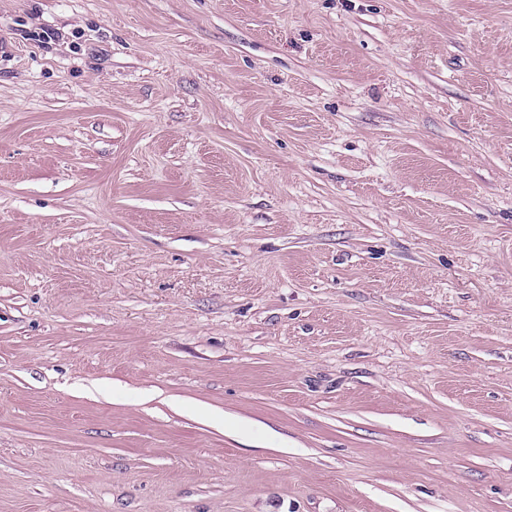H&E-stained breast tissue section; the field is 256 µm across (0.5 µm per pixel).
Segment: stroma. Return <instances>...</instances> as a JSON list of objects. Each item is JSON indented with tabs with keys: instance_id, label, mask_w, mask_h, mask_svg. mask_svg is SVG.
I'll list each match as a JSON object with an SVG mask.
<instances>
[{
	"instance_id": "stroma-1",
	"label": "stroma",
	"mask_w": 512,
	"mask_h": 512,
	"mask_svg": "<svg viewBox=\"0 0 512 512\" xmlns=\"http://www.w3.org/2000/svg\"><path fill=\"white\" fill-rule=\"evenodd\" d=\"M0 512H512V0H0Z\"/></svg>"
}]
</instances>
